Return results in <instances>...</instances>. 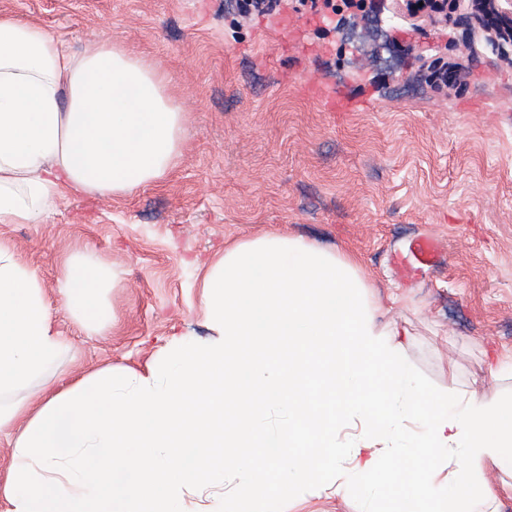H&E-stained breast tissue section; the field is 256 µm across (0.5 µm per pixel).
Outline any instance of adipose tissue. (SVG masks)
<instances>
[{
    "mask_svg": "<svg viewBox=\"0 0 512 512\" xmlns=\"http://www.w3.org/2000/svg\"><path fill=\"white\" fill-rule=\"evenodd\" d=\"M188 135L168 72L109 40L70 54L0 12V224L160 184ZM117 282L75 250L58 290L97 333ZM202 288L210 338H172L147 373L107 367L49 396L41 381L68 342L38 272L0 240V431L16 433L6 512H224L228 471L244 504L358 478L381 512H498L485 472L512 471V398L419 383L408 330L380 323L354 255L269 232L225 247Z\"/></svg>",
    "mask_w": 512,
    "mask_h": 512,
    "instance_id": "1",
    "label": "adipose tissue"
}]
</instances>
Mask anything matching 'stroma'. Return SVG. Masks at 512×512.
Instances as JSON below:
<instances>
[{"label":"stroma","mask_w":512,"mask_h":512,"mask_svg":"<svg viewBox=\"0 0 512 512\" xmlns=\"http://www.w3.org/2000/svg\"><path fill=\"white\" fill-rule=\"evenodd\" d=\"M0 11L71 53L108 38L160 62L190 118L161 184L70 197L45 224H0L71 341L45 379L51 392L111 364L143 373L172 333L206 335L203 266L277 231L352 252L375 295L396 296L385 319L409 331L406 360L429 388L512 393V379L489 375L494 355L512 351V55L484 28L435 25L387 0L402 51L375 57L342 43L311 0L245 17L225 0H0ZM427 56L460 64L455 86L421 81ZM421 237L439 241L441 259L402 279L393 259ZM78 249L122 271L111 331L87 334L63 306L57 280ZM379 500L354 480L338 495L314 486L252 508L377 512Z\"/></svg>","instance_id":"obj_1"}]
</instances>
